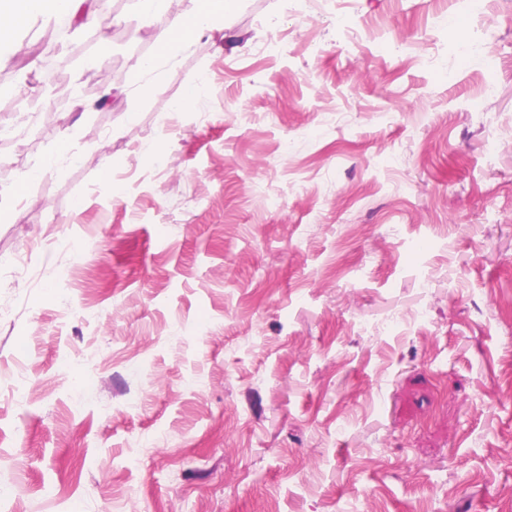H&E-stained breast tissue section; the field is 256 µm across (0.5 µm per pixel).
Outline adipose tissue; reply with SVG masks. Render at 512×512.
<instances>
[{
	"label": "adipose tissue",
	"mask_w": 512,
	"mask_h": 512,
	"mask_svg": "<svg viewBox=\"0 0 512 512\" xmlns=\"http://www.w3.org/2000/svg\"><path fill=\"white\" fill-rule=\"evenodd\" d=\"M81 0H0V38L24 26L32 17L53 19L58 15L79 20L81 25L103 29L97 16L80 13ZM172 0H137L139 10L150 24V37L155 46L153 56L132 62L134 75L152 71L157 61L173 57L194 37L210 30L214 21L233 19L239 0H191V5L171 12Z\"/></svg>",
	"instance_id": "obj_1"
}]
</instances>
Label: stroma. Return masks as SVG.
I'll list each match as a JSON object with an SVG mask.
<instances>
[{"label": "stroma", "instance_id": "stroma-1", "mask_svg": "<svg viewBox=\"0 0 512 512\" xmlns=\"http://www.w3.org/2000/svg\"><path fill=\"white\" fill-rule=\"evenodd\" d=\"M103 21L0 85V512H504L512 0H241L140 80ZM57 20L55 23L50 24L46 37L38 46L37 53L43 54L40 62L43 81L46 83L63 84L66 78L67 59L61 55V51L65 45L69 51L75 49V46L71 43L69 44L70 40H65L60 36Z\"/></svg>", "mask_w": 512, "mask_h": 512}]
</instances>
